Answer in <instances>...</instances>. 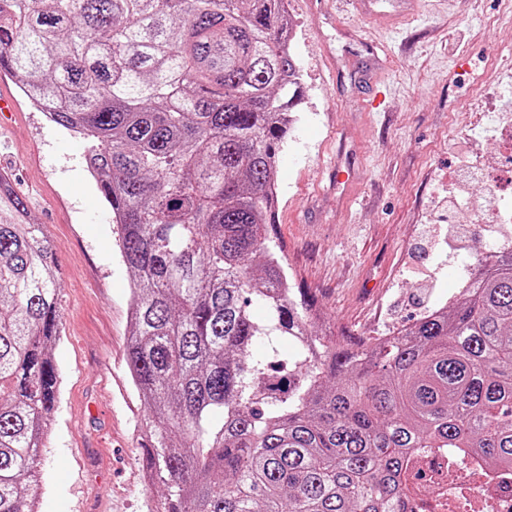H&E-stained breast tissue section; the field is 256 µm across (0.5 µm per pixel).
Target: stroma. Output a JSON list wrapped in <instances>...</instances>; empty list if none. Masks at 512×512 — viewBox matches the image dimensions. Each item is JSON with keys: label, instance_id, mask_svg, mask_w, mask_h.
Wrapping results in <instances>:
<instances>
[{"label": "stroma", "instance_id": "stroma-1", "mask_svg": "<svg viewBox=\"0 0 512 512\" xmlns=\"http://www.w3.org/2000/svg\"><path fill=\"white\" fill-rule=\"evenodd\" d=\"M335 13L288 0L303 74L298 120L278 156L277 238L295 287L315 303L317 333L369 336L411 323L457 292L459 276L498 234L472 164L506 168L512 133V0H417L408 15ZM379 38L368 53L362 43ZM375 65L384 94L359 75ZM15 112L0 127V172L25 199L56 255L61 374L38 482L39 512H144L159 496L142 468L146 417L125 363L132 274L112 214L85 168L84 139L46 121L10 75ZM355 175L346 202L337 169ZM463 194L461 207L449 196Z\"/></svg>", "mask_w": 512, "mask_h": 512}]
</instances>
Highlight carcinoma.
Wrapping results in <instances>:
<instances>
[{
    "label": "carcinoma",
    "mask_w": 512,
    "mask_h": 512,
    "mask_svg": "<svg viewBox=\"0 0 512 512\" xmlns=\"http://www.w3.org/2000/svg\"><path fill=\"white\" fill-rule=\"evenodd\" d=\"M287 5L0 0V68L90 143L133 275L125 361L148 411L143 467L164 487L146 512H403L416 448L512 472L511 250L380 342L309 330L272 236L302 85ZM56 271L0 176V512H37L25 487L59 396Z\"/></svg>",
    "instance_id": "obj_1"
}]
</instances>
